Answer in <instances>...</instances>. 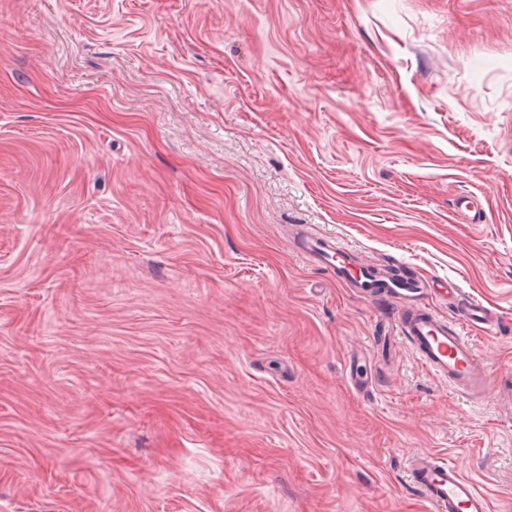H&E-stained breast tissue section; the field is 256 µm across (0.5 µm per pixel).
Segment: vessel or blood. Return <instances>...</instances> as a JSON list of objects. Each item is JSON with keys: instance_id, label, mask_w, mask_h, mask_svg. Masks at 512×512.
Segmentation results:
<instances>
[{"instance_id": "obj_1", "label": "vessel or blood", "mask_w": 512, "mask_h": 512, "mask_svg": "<svg viewBox=\"0 0 512 512\" xmlns=\"http://www.w3.org/2000/svg\"><path fill=\"white\" fill-rule=\"evenodd\" d=\"M296 249L309 262L332 270L337 283L353 288L361 298L399 300V308L383 325L384 335L405 340L418 360L456 392L476 401L512 399V388L494 387L490 369L469 337L473 330L497 332L500 317L495 308L461 298L455 286H447L445 293L457 309L451 323L425 305L433 287L429 279L379 276L371 264L357 262L347 247L316 233H301ZM406 476L436 512H493L491 496L447 457L412 455L406 460Z\"/></svg>"}]
</instances>
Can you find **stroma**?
<instances>
[{
    "label": "stroma",
    "instance_id": "obj_1",
    "mask_svg": "<svg viewBox=\"0 0 512 512\" xmlns=\"http://www.w3.org/2000/svg\"><path fill=\"white\" fill-rule=\"evenodd\" d=\"M302 231L496 308L512 386V0H0V512H433L417 451L512 512V402Z\"/></svg>",
    "mask_w": 512,
    "mask_h": 512
}]
</instances>
